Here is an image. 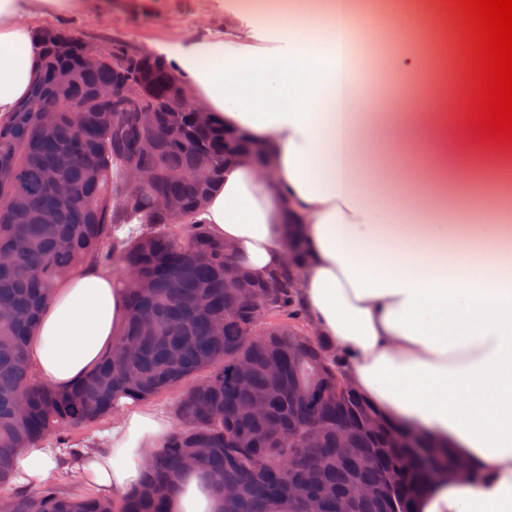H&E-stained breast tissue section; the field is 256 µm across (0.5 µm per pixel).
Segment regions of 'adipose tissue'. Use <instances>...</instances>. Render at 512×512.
Instances as JSON below:
<instances>
[{"label":"adipose tissue","mask_w":512,"mask_h":512,"mask_svg":"<svg viewBox=\"0 0 512 512\" xmlns=\"http://www.w3.org/2000/svg\"><path fill=\"white\" fill-rule=\"evenodd\" d=\"M90 0H0V117L39 76L30 20L84 13ZM369 12L334 0L320 13L254 12L245 34L159 45L196 101L225 128L267 146L272 179L234 162L204 218L263 275L284 266V239L307 262L297 296L307 321L343 361L345 379L384 420L449 448L461 468L431 477L415 512H512V223L496 208L466 222L467 192L494 197L512 180V150L472 143L465 113L417 89L436 62L393 52L406 93L378 111L371 70L350 46L374 39ZM382 159L408 160L380 171ZM122 292L96 264L60 288L27 342L40 382L66 390L110 349ZM169 418L127 410L81 449L71 468L121 500L147 479V451L165 446ZM49 443L16 453L14 483L33 492L61 469ZM171 512H221L212 483L184 473Z\"/></svg>","instance_id":"ef3b65f1"}]
</instances>
